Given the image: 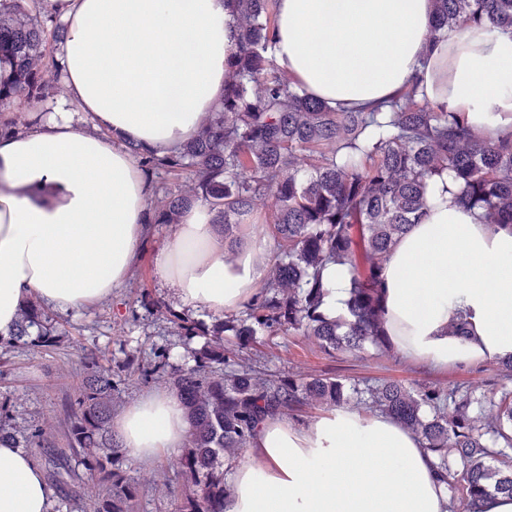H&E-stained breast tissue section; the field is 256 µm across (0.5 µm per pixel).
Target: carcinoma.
<instances>
[{
	"label": "carcinoma",
	"mask_w": 512,
	"mask_h": 512,
	"mask_svg": "<svg viewBox=\"0 0 512 512\" xmlns=\"http://www.w3.org/2000/svg\"><path fill=\"white\" fill-rule=\"evenodd\" d=\"M232 3L239 44L224 61V97L213 119L171 155L135 152L148 176H192L188 194L153 203L150 224H177L192 202L204 200L232 250L241 243L235 231L243 217L259 199L273 201L265 225L275 243L267 280L242 311L209 329L164 308L184 335L206 338L191 351L194 365L173 382L191 423L179 465L195 486L178 512H224V452L246 447L265 418L353 398L419 436L463 512H478L492 492L512 496V358L496 362L490 392L482 394L419 381L360 386L326 375L277 376L236 361L262 336H312L329 355L392 350L381 277L392 245L422 215L427 181L445 170L487 223L512 227V130L484 141L465 113L417 98L420 79L403 97L371 109H332L278 72L269 0ZM465 27L511 32L512 0H434V32ZM46 40L24 0H0L1 111L45 97ZM332 263L350 267L347 319L330 320L322 310V272ZM12 341L53 343L36 302L21 310ZM111 397L112 374L94 359L71 403L67 447L48 446L41 429L22 442L0 429V441L38 449L51 482L67 490L65 506L85 499L90 512H124L134 493L112 469Z\"/></svg>",
	"instance_id": "obj_1"
}]
</instances>
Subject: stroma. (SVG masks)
I'll list each match as a JSON object with an SVG mask.
<instances>
[{
	"instance_id": "stroma-1",
	"label": "stroma",
	"mask_w": 512,
	"mask_h": 512,
	"mask_svg": "<svg viewBox=\"0 0 512 512\" xmlns=\"http://www.w3.org/2000/svg\"><path fill=\"white\" fill-rule=\"evenodd\" d=\"M171 224H153L142 253L124 284L95 306L71 311L46 308L56 340L48 347L0 343V402L7 415L0 428L30 432L45 429L56 447L67 444L66 413L85 371V353L112 371V411L121 413L145 394L171 391L169 373L191 366L188 348L201 339H189L152 306L154 300L172 303L171 290L155 273L162 244L174 233ZM248 363L284 375L328 373L350 382L365 380L433 384L484 385L492 373L478 366L455 365L427 370L399 356L368 350L365 358L346 354L329 356L301 336H279L253 347ZM167 361L169 372L156 374L155 365ZM179 452L165 453L149 464L117 452L118 467L134 489L129 512H175L179 494L191 491L178 466Z\"/></svg>"
}]
</instances>
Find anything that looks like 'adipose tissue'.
<instances>
[{"instance_id": "ef3b65f1", "label": "adipose tissue", "mask_w": 512, "mask_h": 512, "mask_svg": "<svg viewBox=\"0 0 512 512\" xmlns=\"http://www.w3.org/2000/svg\"><path fill=\"white\" fill-rule=\"evenodd\" d=\"M59 19V111L0 136V337L30 298L81 309L120 287L148 231L150 188L127 150L162 156L191 140L224 95L238 47L231 0H39ZM282 76L332 108L366 107L423 77L428 100L492 139L512 127V33L432 32V0H275ZM89 123H82V116ZM449 173L383 271L397 352L434 368L512 357V228L486 223ZM271 243L224 247L207 202L185 211L156 257L181 307L239 311L265 278ZM467 337L449 333L458 319ZM191 431L180 397L153 393L112 421L126 454L150 461ZM224 512H450L435 457L390 416L346 406L304 424L266 419L224 455ZM29 456L0 442V512H48Z\"/></svg>"}]
</instances>
